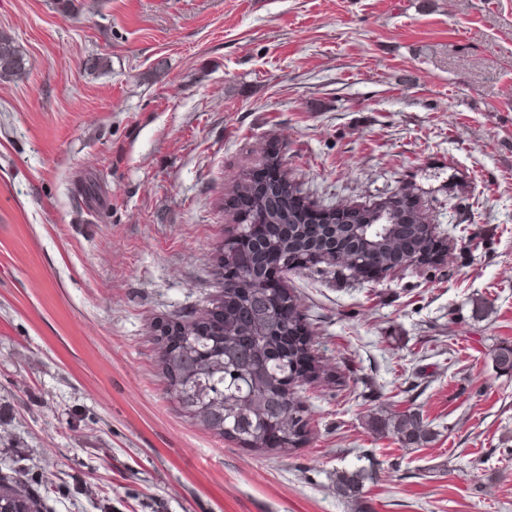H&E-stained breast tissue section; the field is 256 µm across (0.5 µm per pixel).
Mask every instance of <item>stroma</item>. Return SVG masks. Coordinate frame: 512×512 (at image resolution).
Returning <instances> with one entry per match:
<instances>
[{"label":"stroma","instance_id":"obj_1","mask_svg":"<svg viewBox=\"0 0 512 512\" xmlns=\"http://www.w3.org/2000/svg\"><path fill=\"white\" fill-rule=\"evenodd\" d=\"M75 5L0 0L28 61L0 81V470L42 512H512V0ZM271 152L319 205L409 188L451 245L289 273L327 370L290 451L186 414L154 341L216 296L232 187ZM410 408L429 443L374 430ZM363 479L364 473L361 470L351 473L346 471L337 472L336 491L344 498L356 499L360 495Z\"/></svg>","mask_w":512,"mask_h":512}]
</instances>
